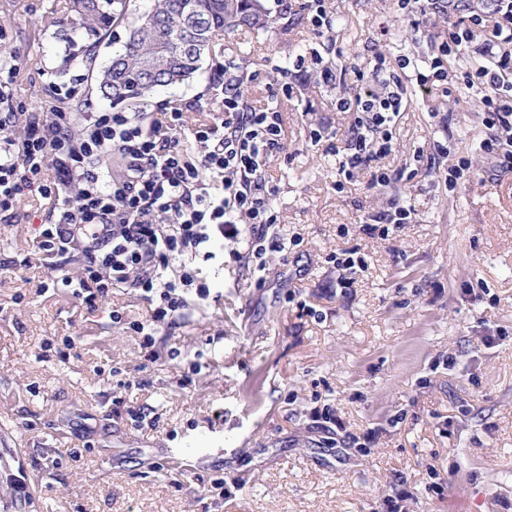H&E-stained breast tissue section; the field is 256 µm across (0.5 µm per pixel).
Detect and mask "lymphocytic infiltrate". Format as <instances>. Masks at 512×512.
Segmentation results:
<instances>
[{"mask_svg":"<svg viewBox=\"0 0 512 512\" xmlns=\"http://www.w3.org/2000/svg\"><path fill=\"white\" fill-rule=\"evenodd\" d=\"M476 10L463 0H398L404 16L444 19L448 38L430 66L468 48L474 29L490 28V47L506 51L490 64L464 73L466 86H478L487 124L512 139V0H482ZM421 60L399 56L387 66L374 59L378 88L356 98H340L341 111L357 118L346 141L339 173L351 178L391 149V128L410 81L427 85ZM13 80L0 75V219L14 216L19 197L35 191L48 199L51 224L39 235L44 255H63L81 247L84 256L74 294L87 309H97L113 288L134 290L147 302L144 320L131 322L140 337L145 361L159 358V327L184 319L191 303L208 300L211 291L197 275L196 263L223 266L225 258L252 261L263 271L268 253L287 256L284 240L271 236L277 213L266 159L283 147L281 115L273 109L248 107L236 84H226L220 123L185 132L183 112L162 118L143 112H98L78 124L71 112H56L48 121L33 120L16 135L6 111ZM191 135L193 149L181 145ZM112 155L122 161L120 174L91 172L90 164ZM84 181L77 197L65 187ZM232 242L230 252L215 241Z\"/></svg>","mask_w":512,"mask_h":512,"instance_id":"obj_1","label":"lymphocytic infiltrate"}]
</instances>
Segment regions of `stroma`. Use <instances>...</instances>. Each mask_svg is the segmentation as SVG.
<instances>
[{"instance_id": "1", "label": "stroma", "mask_w": 512, "mask_h": 512, "mask_svg": "<svg viewBox=\"0 0 512 512\" xmlns=\"http://www.w3.org/2000/svg\"><path fill=\"white\" fill-rule=\"evenodd\" d=\"M63 4L0 0L17 126L113 109L96 74L128 26L91 44ZM327 4L333 24L318 32L298 0H265L269 31L218 36L193 79L143 106L182 103L189 124L209 122L231 75L246 102L280 112L272 231L294 243L260 277L233 261L200 267L214 297L158 329L156 362L128 328L146 311L134 291L87 311L61 283L80 250L42 259L44 199L0 221V512H512V171L481 149L494 132L476 92L414 85L382 161L390 183L363 169L337 192L334 149L354 122L337 98L371 85L375 56L427 59L448 29H413L397 0ZM353 63L364 79L323 81ZM63 85L74 97H54ZM462 159L471 171L448 188ZM394 200L412 223L366 235ZM347 251L365 262L349 278L334 262ZM116 397L154 427L114 414Z\"/></svg>"}]
</instances>
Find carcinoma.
<instances>
[{"label":"carcinoma","mask_w":512,"mask_h":512,"mask_svg":"<svg viewBox=\"0 0 512 512\" xmlns=\"http://www.w3.org/2000/svg\"><path fill=\"white\" fill-rule=\"evenodd\" d=\"M126 2L68 0V9L77 18L76 30L98 40L114 23L126 19ZM252 7V0H154L150 11L133 19L126 42L97 72L99 93L116 105L137 106L161 86L190 80L202 58L185 55L186 37L210 45L224 31L268 28L269 10L254 12ZM189 12L203 21L190 34L185 28Z\"/></svg>","instance_id":"obj_1"}]
</instances>
